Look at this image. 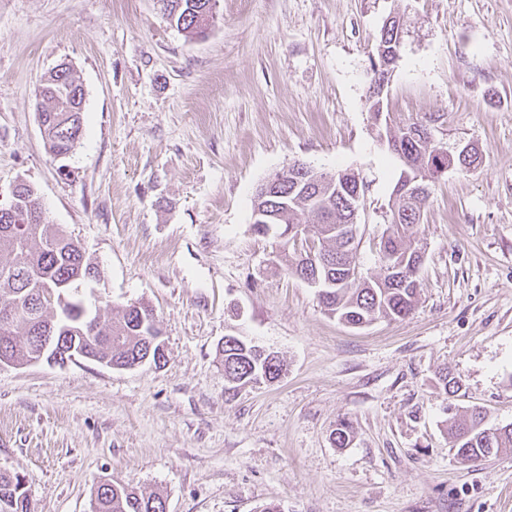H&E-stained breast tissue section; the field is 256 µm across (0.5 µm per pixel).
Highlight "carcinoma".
<instances>
[{"instance_id":"cac0c4a2","label":"carcinoma","mask_w":512,"mask_h":512,"mask_svg":"<svg viewBox=\"0 0 512 512\" xmlns=\"http://www.w3.org/2000/svg\"><path fill=\"white\" fill-rule=\"evenodd\" d=\"M204 0H166L165 15L170 24L194 37L204 33L198 18ZM80 81L70 73L57 82H41L35 91L38 117L44 118L43 134L52 146L73 152L84 125L85 97L75 98L66 86ZM412 124L393 125L387 140L393 153L407 154L410 172L433 183L435 174L450 158L433 154L425 139L411 141L406 135ZM280 207L275 211L279 227L278 264L290 275L318 277L327 287L319 289L324 310L341 323L362 328L380 318L403 319L415 309L420 292L419 247L421 214L425 203L405 199L394 189L395 202L388 226L379 242L382 273L372 279L361 277L357 242L358 225L350 220L345 197L355 192L358 178L346 170L329 179L308 182L297 179L291 169L278 173ZM9 223L0 221V307L14 305L21 312L0 324V352L8 351L18 362L29 361L40 349L41 336H55L51 353L76 346L101 359L126 365L147 350L155 317L147 303L140 310L125 306L115 318L95 325L93 313L77 297L80 286L98 276V265L86 249L58 225L50 223L38 190L23 182L20 197L9 205ZM403 273L394 279L390 268ZM217 355L224 362L226 390L238 392V382H273L283 363L273 352L243 336H224ZM480 409L453 418L449 431L457 456L472 461L512 448V424L490 429L483 427ZM353 438L349 422L342 420L332 433L333 444L347 447ZM92 512H164V499L158 493L146 495L122 481L99 484L93 497ZM0 512H34L24 478L0 472Z\"/></svg>"}]
</instances>
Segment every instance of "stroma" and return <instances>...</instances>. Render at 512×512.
Listing matches in <instances>:
<instances>
[{
  "label": "stroma",
  "instance_id": "1",
  "mask_svg": "<svg viewBox=\"0 0 512 512\" xmlns=\"http://www.w3.org/2000/svg\"><path fill=\"white\" fill-rule=\"evenodd\" d=\"M392 13V120L482 161L429 189L415 311L351 328L274 265L251 202L296 161L354 172L360 272L379 275L401 166L366 93ZM63 62L86 90L64 173L34 96ZM21 179L96 260L85 304L148 302L165 350L130 370L0 369V471L36 512H89L108 479L166 512H512V448L464 462L448 435L474 406L512 424V0H219L194 39L155 0H0V206ZM235 333L277 352L278 381L226 393L216 347Z\"/></svg>",
  "mask_w": 512,
  "mask_h": 512
}]
</instances>
